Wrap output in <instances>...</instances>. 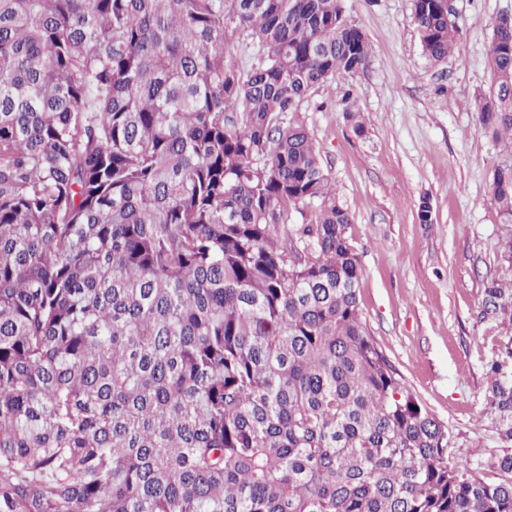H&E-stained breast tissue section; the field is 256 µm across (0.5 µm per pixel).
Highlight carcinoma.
<instances>
[{
    "instance_id": "obj_1",
    "label": "carcinoma",
    "mask_w": 512,
    "mask_h": 512,
    "mask_svg": "<svg viewBox=\"0 0 512 512\" xmlns=\"http://www.w3.org/2000/svg\"><path fill=\"white\" fill-rule=\"evenodd\" d=\"M414 13L459 52L449 0ZM369 55L343 0H0V512H512V336L487 483L370 335L288 122ZM488 57L478 126L512 146V20ZM490 188L511 224L512 164ZM483 307L512 325V285ZM229 43L231 45L234 57L239 66L247 70L258 62L257 46L253 44L246 31L237 30L228 33Z\"/></svg>"
}]
</instances>
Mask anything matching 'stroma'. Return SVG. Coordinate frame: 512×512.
Here are the masks:
<instances>
[{"label":"stroma","mask_w":512,"mask_h":512,"mask_svg":"<svg viewBox=\"0 0 512 512\" xmlns=\"http://www.w3.org/2000/svg\"><path fill=\"white\" fill-rule=\"evenodd\" d=\"M345 16L370 44L352 77L314 89L289 113L321 150L336 198L353 216L347 234L362 268L359 308L397 377L451 435L449 461L486 469L499 450L491 427L486 366L512 329L482 314L491 281L512 283L503 256L512 223L490 184L512 148L480 130L472 109L490 87L488 43L512 0H452L459 52L444 62L422 50L414 0H344ZM353 92L356 134L340 102ZM432 221L420 223L421 203Z\"/></svg>","instance_id":"35a3bbf8"}]
</instances>
